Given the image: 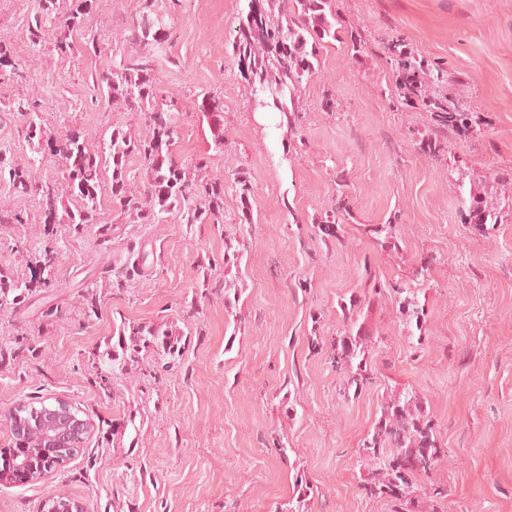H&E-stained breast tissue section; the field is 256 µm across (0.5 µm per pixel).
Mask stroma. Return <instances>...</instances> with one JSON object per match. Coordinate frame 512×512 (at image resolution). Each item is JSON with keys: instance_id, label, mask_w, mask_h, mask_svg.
Listing matches in <instances>:
<instances>
[{"instance_id": "1", "label": "stroma", "mask_w": 512, "mask_h": 512, "mask_svg": "<svg viewBox=\"0 0 512 512\" xmlns=\"http://www.w3.org/2000/svg\"><path fill=\"white\" fill-rule=\"evenodd\" d=\"M346 29L366 45L321 49L318 72L300 93L301 133L274 109L254 106L231 42L245 0H154L173 35L157 55L161 96L172 97L185 161L207 158L224 181V221L186 224L175 213L132 224L109 199L95 224L43 225L30 197L0 180V205L28 211L29 224H0V271L25 282L0 305V412L19 400L62 397L94 424L76 456L44 481L0 485V512H41L63 489L90 512H274L312 487L305 512H389L364 495V438L387 390L417 392L437 422L447 458L426 486L443 488L442 512H512V0H334ZM136 0H95L87 26L99 54L60 61L32 52V0H0V39L30 76L0 85V155L31 154L8 101L34 97L50 131L75 125L98 137L121 123L140 133L142 115L90 102L91 75L129 49L120 35ZM401 38L418 56L443 61L436 95L481 113L467 133L437 131L430 112L389 103L385 46ZM333 95L336 109L321 102ZM224 102V152H210L204 97ZM437 137L439 156L422 153ZM255 185L243 217L234 179ZM350 207L338 239L316 221L337 195ZM498 214L490 234L464 221V199ZM397 220L396 245L380 248L373 225ZM240 250L225 266L224 243ZM51 287L41 286L45 248ZM427 276L416 296L428 312L412 346L385 300L369 309L377 382L345 399L329 347L345 325L343 306L383 283ZM238 300L224 309V285ZM164 324L182 354L142 351L127 370L110 353L122 326ZM285 451H278V443Z\"/></svg>"}]
</instances>
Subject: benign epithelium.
<instances>
[{
    "mask_svg": "<svg viewBox=\"0 0 512 512\" xmlns=\"http://www.w3.org/2000/svg\"><path fill=\"white\" fill-rule=\"evenodd\" d=\"M4 421L10 443L0 448V484L38 483L70 461L91 437L89 417L70 401L55 397L42 409L18 401ZM44 512H87V505L67 492L44 502Z\"/></svg>",
    "mask_w": 512,
    "mask_h": 512,
    "instance_id": "1",
    "label": "benign epithelium"
}]
</instances>
